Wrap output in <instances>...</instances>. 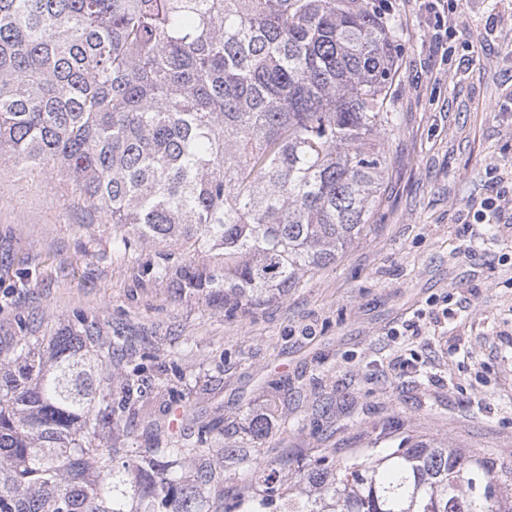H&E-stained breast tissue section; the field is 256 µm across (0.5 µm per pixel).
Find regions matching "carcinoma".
Returning a JSON list of instances; mask_svg holds the SVG:
<instances>
[{
	"mask_svg": "<svg viewBox=\"0 0 512 512\" xmlns=\"http://www.w3.org/2000/svg\"><path fill=\"white\" fill-rule=\"evenodd\" d=\"M395 31L367 0H0V156L62 172L119 227L112 251L163 247L144 269L226 310L282 299L371 228L399 128L387 103ZM0 357V512H229L224 471L251 447L164 448L112 425L126 346L79 317ZM344 461L334 449L235 512H512V469L409 434ZM189 468L190 475L182 474Z\"/></svg>",
	"mask_w": 512,
	"mask_h": 512,
	"instance_id": "obj_1",
	"label": "carcinoma"
}]
</instances>
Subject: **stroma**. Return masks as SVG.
<instances>
[{
    "mask_svg": "<svg viewBox=\"0 0 512 512\" xmlns=\"http://www.w3.org/2000/svg\"><path fill=\"white\" fill-rule=\"evenodd\" d=\"M398 36L374 225L335 264L265 305L226 314L112 252L116 228L47 169L0 159V341L75 316L123 328L143 364L136 445L170 437V403L222 422L211 453L254 417L257 461L281 479L332 448L415 430L512 467V223L476 215L512 200V0H466L440 40L423 0H369Z\"/></svg>",
    "mask_w": 512,
    "mask_h": 512,
    "instance_id": "stroma-1",
    "label": "stroma"
}]
</instances>
